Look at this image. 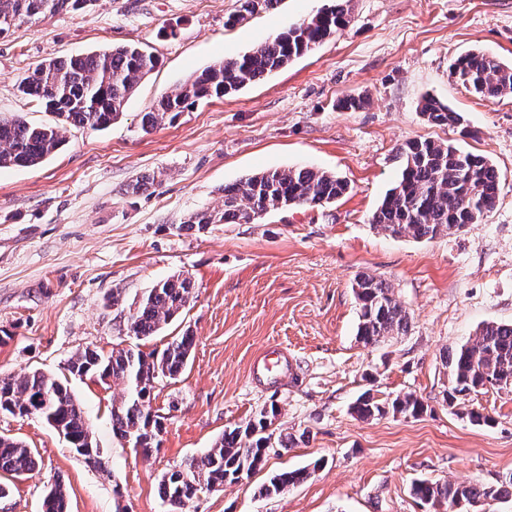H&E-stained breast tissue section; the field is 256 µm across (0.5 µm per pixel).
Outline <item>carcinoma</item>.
<instances>
[{
  "instance_id": "obj_1",
  "label": "carcinoma",
  "mask_w": 512,
  "mask_h": 512,
  "mask_svg": "<svg viewBox=\"0 0 512 512\" xmlns=\"http://www.w3.org/2000/svg\"><path fill=\"white\" fill-rule=\"evenodd\" d=\"M97 0H0V32L12 25L59 12L90 11ZM350 0L320 11L312 20L291 26L271 42L249 52L204 68L190 80L163 96L156 107L143 114L142 129H153L166 119L187 110L200 100L221 99L249 83L258 82L284 68L343 30L349 23ZM227 23L247 21L278 0H236ZM158 58L135 45L109 51L73 56L35 67L19 90L36 97L55 115L56 123L33 126L20 116L0 118V168L34 167L55 153L68 127L103 130L123 114L138 80L154 70ZM450 75L475 94L485 98L512 96V65L482 52L457 57ZM418 111L434 125L471 135L461 113L433 96L418 102ZM400 175L370 222L392 237L433 239L477 224L494 209L499 194L497 168L484 156L464 152L450 143L410 140L397 156ZM348 182L322 170L298 167L248 174L224 186L221 209L199 210L188 215L183 226L203 231L211 224H251L262 215L292 207H324L344 196ZM360 305L357 336L366 345L407 331L410 317L394 297L391 286L371 275H360L352 285ZM194 298L191 278L173 275L157 283L144 296L127 330L136 338L155 335L172 321ZM195 345L185 332L162 350L145 353L140 349H114L105 354L86 347L74 353L64 370L71 376H91L125 387L120 400L112 401V432L130 442L146 456L159 447L161 416L152 412L151 391L160 379L176 378L185 368ZM449 386L446 397L453 402L487 388L512 389V323L487 322L475 339L448 350ZM361 417L383 416L389 412L415 416L423 404L411 394L379 401L361 396L353 406ZM0 413L13 416L36 415L53 420L73 450L91 437L80 403L71 394L67 378L33 370L0 377ZM275 405L260 410L246 423L224 431L211 448L189 459L184 468L165 474L160 494L168 512H186L190 501L202 491H216L226 483L246 479L259 470L272 447L269 432ZM35 453L22 441L0 435V475L18 477L35 471ZM308 468L282 471L263 485L267 496L278 495L310 477ZM413 494L433 509L453 507L462 502L473 508L512 495V477L505 484L462 485L419 480ZM42 512H67V492L57 480L45 493Z\"/></svg>"
}]
</instances>
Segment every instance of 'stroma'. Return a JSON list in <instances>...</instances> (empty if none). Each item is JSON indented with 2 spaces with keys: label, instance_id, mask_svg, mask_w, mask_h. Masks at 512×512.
Returning <instances> with one entry per match:
<instances>
[{
  "label": "stroma",
  "instance_id": "obj_1",
  "mask_svg": "<svg viewBox=\"0 0 512 512\" xmlns=\"http://www.w3.org/2000/svg\"><path fill=\"white\" fill-rule=\"evenodd\" d=\"M329 4L278 0L230 26L236 0H98L90 12L0 34V117L35 124L55 120L18 90L37 64L123 44L158 58L108 129L68 128L42 164L0 168V376L62 374L89 345L148 353L186 331L195 338L183 372L152 391L164 430L151 456L112 432L111 405L123 395L116 383L69 381L100 451L95 466L44 420L0 414V434L39 461L13 480L0 512H41L58 480L71 512H167L162 476L269 404L278 409L273 433L296 436L295 447L269 452L249 479L198 494L188 512H430L412 493L415 481L496 484L512 474V391L444 398L447 350L483 323L512 322V97L477 96L449 75L451 61L474 49L512 65V0H351L347 27L286 68L140 128L142 113L176 85ZM427 94L461 112L477 137L424 120L417 104ZM348 96L369 103L338 110ZM409 140L487 156L501 176L495 208L433 239L376 229L370 216ZM305 166L335 173L349 193L252 224L182 229L189 214L222 208L224 185ZM142 177L146 189L126 193ZM179 273L194 282L189 307L154 336H129L142 295ZM363 273L391 285L410 316L407 332L358 340L352 284ZM270 343L288 351L287 384L251 378ZM366 392L410 394L424 410L364 419L352 406ZM474 412L490 424L473 423ZM307 466L304 483L261 495L274 474Z\"/></svg>",
  "mask_w": 512,
  "mask_h": 512
}]
</instances>
